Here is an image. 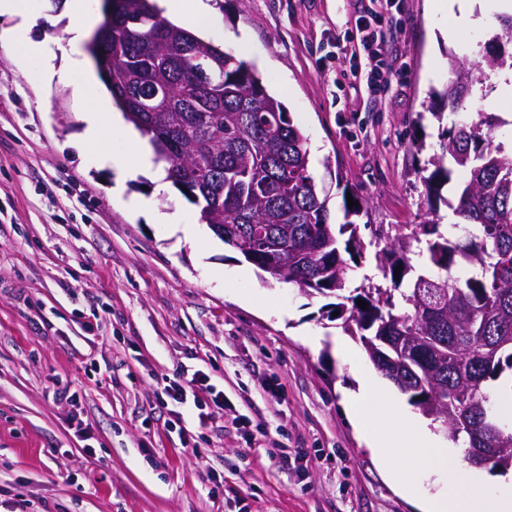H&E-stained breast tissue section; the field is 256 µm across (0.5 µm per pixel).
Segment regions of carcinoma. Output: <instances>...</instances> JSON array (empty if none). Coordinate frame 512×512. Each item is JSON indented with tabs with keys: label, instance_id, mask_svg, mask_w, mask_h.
<instances>
[{
	"label": "carcinoma",
	"instance_id": "obj_1",
	"mask_svg": "<svg viewBox=\"0 0 512 512\" xmlns=\"http://www.w3.org/2000/svg\"><path fill=\"white\" fill-rule=\"evenodd\" d=\"M498 20L507 38L453 61L455 79L433 92L448 113H432L447 125L424 178L426 220L374 230L386 242L374 260L387 287L349 288L350 264L366 257L355 222L365 211L346 205L342 224L330 222L302 131L232 52L175 25L154 0H112L107 38L86 51L167 179L200 207V221L269 279L336 298V319L374 367L463 442L465 455L496 449L490 467L504 473L512 469V415L488 382L512 371V146L504 144L512 130L468 112L476 87L512 71V15ZM455 173L446 201L454 221L443 224L438 186ZM457 266L466 278L451 276Z\"/></svg>",
	"mask_w": 512,
	"mask_h": 512
}]
</instances>
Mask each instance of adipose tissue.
<instances>
[{
	"instance_id": "ef3b65f1",
	"label": "adipose tissue",
	"mask_w": 512,
	"mask_h": 512,
	"mask_svg": "<svg viewBox=\"0 0 512 512\" xmlns=\"http://www.w3.org/2000/svg\"><path fill=\"white\" fill-rule=\"evenodd\" d=\"M88 0H64L60 15L67 21L66 44L48 38H35L31 29L37 19L32 0H0V17H9L10 27L0 28V41L16 45L23 60L39 63L46 79L58 80L82 93L89 86V62L81 52L89 30L95 24ZM164 15L177 25L198 35L209 34L215 23V8L210 0H193L192 9H185L184 0H158ZM78 120L82 138L91 148L88 163L96 168L114 167L124 176L136 177L151 171L153 188L150 196L129 201L137 214L150 215L155 223L167 225L170 234L192 240L196 230L188 224L181 210L164 211L161 199L169 192V183L162 165L154 161L153 149L141 144L134 156L119 158L103 147L105 130L133 139L137 133L126 127L110 104L108 95H98L84 102ZM352 368L362 379L359 391L348 395L347 411L371 451L380 457L388 475L407 496L420 499L425 512H512V475L500 476L496 485L486 486L476 475L464 472L442 447L428 424L405 415L366 373L359 361ZM394 422L396 431L385 429V422ZM436 472L446 475L447 490L426 493L422 474Z\"/></svg>"
}]
</instances>
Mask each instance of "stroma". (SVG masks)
<instances>
[{
    "label": "stroma",
    "mask_w": 512,
    "mask_h": 512,
    "mask_svg": "<svg viewBox=\"0 0 512 512\" xmlns=\"http://www.w3.org/2000/svg\"><path fill=\"white\" fill-rule=\"evenodd\" d=\"M368 2L212 0V42L254 68L303 130L332 222L348 189L369 223L418 224L438 144L430 93L451 59L499 34L497 4L477 0L481 25L453 31L429 0H400V80L376 109L350 73ZM81 106L0 44V512L19 499L28 512H420L342 403L360 378L340 348L360 344L327 297L264 281L178 189L170 199L197 223L193 242L133 213L126 202L150 177L111 195L118 170L85 166L72 146ZM183 365L226 401L221 423L187 417L196 456L169 437L156 398ZM65 386L78 403L56 399ZM274 441L303 457L270 460Z\"/></svg>",
    "instance_id": "stroma-1"
}]
</instances>
